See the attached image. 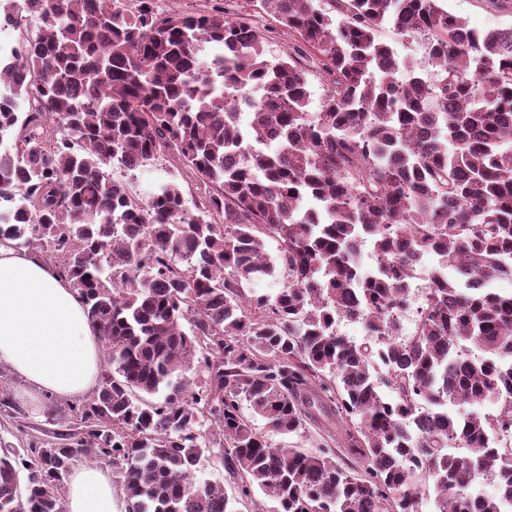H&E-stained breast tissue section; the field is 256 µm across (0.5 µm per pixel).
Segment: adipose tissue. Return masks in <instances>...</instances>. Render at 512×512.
Wrapping results in <instances>:
<instances>
[{"label": "adipose tissue", "instance_id": "adipose-tissue-1", "mask_svg": "<svg viewBox=\"0 0 512 512\" xmlns=\"http://www.w3.org/2000/svg\"><path fill=\"white\" fill-rule=\"evenodd\" d=\"M100 342L68 281L36 252L0 244V365L42 395L78 398L96 383ZM64 512H117L111 474L74 467Z\"/></svg>", "mask_w": 512, "mask_h": 512}]
</instances>
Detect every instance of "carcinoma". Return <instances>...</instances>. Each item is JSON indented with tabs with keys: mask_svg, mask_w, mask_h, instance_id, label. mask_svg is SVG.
<instances>
[{
	"mask_svg": "<svg viewBox=\"0 0 512 512\" xmlns=\"http://www.w3.org/2000/svg\"><path fill=\"white\" fill-rule=\"evenodd\" d=\"M137 2L0 0L20 31L0 56V241L39 250L105 346L77 426L0 448V512H63L79 456L124 462L128 512H240L256 490L278 512H423L425 483L435 512H512V292L488 288L512 277V26L484 37L442 0H259L299 43L274 57L243 19ZM387 26L435 79L400 76ZM166 151L208 195L136 197L108 172ZM268 277L274 296L245 292ZM245 403L276 433L323 415L364 472L272 444ZM214 452L239 497L196 478ZM381 39L391 44L401 54L412 56L418 63H420V67L432 70V66L428 58L425 56V51L419 44L415 42L411 44L406 42L402 43L401 39L391 28H385L382 30ZM425 288H427V281L424 283L418 282L414 285L413 301L411 305L406 310L400 312L397 317L407 333H410L414 329L418 320Z\"/></svg>",
	"mask_w": 512,
	"mask_h": 512,
	"instance_id": "1",
	"label": "carcinoma"
}]
</instances>
